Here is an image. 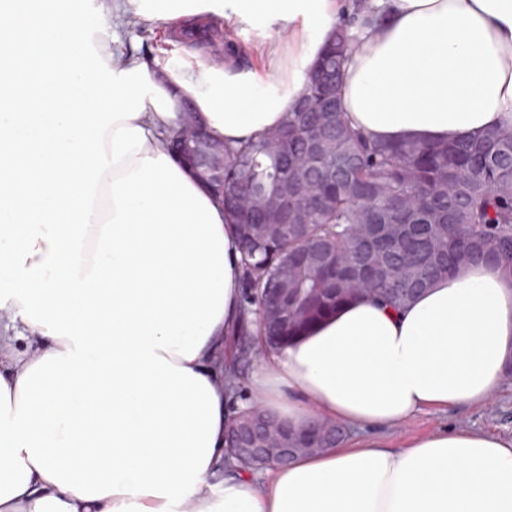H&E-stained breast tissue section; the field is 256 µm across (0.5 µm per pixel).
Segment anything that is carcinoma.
<instances>
[{
	"label": "carcinoma",
	"instance_id": "1",
	"mask_svg": "<svg viewBox=\"0 0 512 512\" xmlns=\"http://www.w3.org/2000/svg\"><path fill=\"white\" fill-rule=\"evenodd\" d=\"M357 36L336 27L309 70L299 104L255 139L224 143V210L236 224L242 307L257 315L288 269L284 304L258 339L242 325L231 339L239 368L273 351L336 306L372 295L401 307L462 265L497 263L512 277V126L455 142L372 140L339 103ZM297 194L300 224L244 222ZM321 451L343 425L324 421Z\"/></svg>",
	"mask_w": 512,
	"mask_h": 512
}]
</instances>
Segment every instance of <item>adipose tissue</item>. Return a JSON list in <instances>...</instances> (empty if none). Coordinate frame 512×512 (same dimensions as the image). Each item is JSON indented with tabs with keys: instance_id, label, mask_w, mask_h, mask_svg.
<instances>
[{
	"instance_id": "ef3b65f1",
	"label": "adipose tissue",
	"mask_w": 512,
	"mask_h": 512,
	"mask_svg": "<svg viewBox=\"0 0 512 512\" xmlns=\"http://www.w3.org/2000/svg\"><path fill=\"white\" fill-rule=\"evenodd\" d=\"M341 90L383 141L512 125V0H369ZM287 39L263 71L146 60L92 0H0V512H512V435L417 413L484 406L512 366V278L491 263L406 307L361 298L232 378L240 252L224 206L170 151L191 101L230 143L293 111L353 0H114ZM249 399L352 437L262 474L227 462Z\"/></svg>"
}]
</instances>
